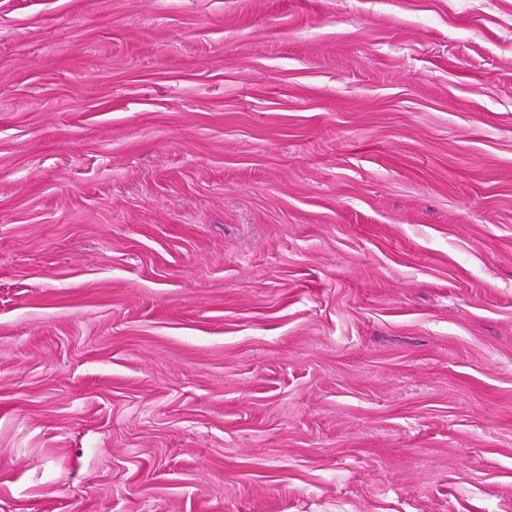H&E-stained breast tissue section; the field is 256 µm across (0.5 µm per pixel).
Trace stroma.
<instances>
[{
	"instance_id": "stroma-1",
	"label": "stroma",
	"mask_w": 512,
	"mask_h": 512,
	"mask_svg": "<svg viewBox=\"0 0 512 512\" xmlns=\"http://www.w3.org/2000/svg\"><path fill=\"white\" fill-rule=\"evenodd\" d=\"M0 512H512V0H0Z\"/></svg>"
}]
</instances>
